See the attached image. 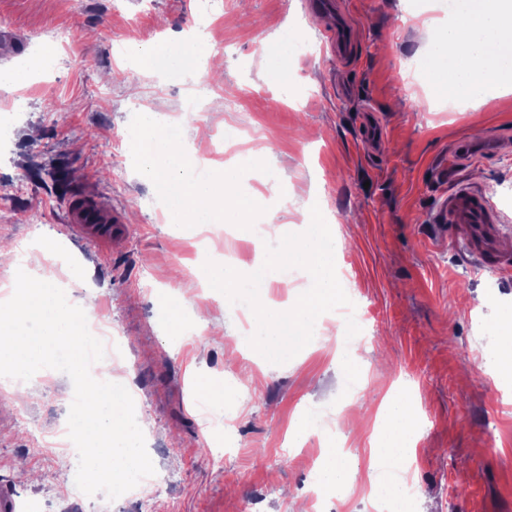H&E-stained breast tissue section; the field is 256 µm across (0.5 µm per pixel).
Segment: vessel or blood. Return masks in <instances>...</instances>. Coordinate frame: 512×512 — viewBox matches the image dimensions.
Instances as JSON below:
<instances>
[{"mask_svg":"<svg viewBox=\"0 0 512 512\" xmlns=\"http://www.w3.org/2000/svg\"><path fill=\"white\" fill-rule=\"evenodd\" d=\"M66 219L87 234L108 239L112 236L113 225L121 223L122 216L118 212L101 209L91 197L81 196L68 203ZM433 220L449 239L468 234L474 243L469 254L478 265L494 267L501 274L512 275V257L484 248L486 241L503 229L499 214L485 196L466 187L455 190L437 205Z\"/></svg>","mask_w":512,"mask_h":512,"instance_id":"b4317fda","label":"vessel or blood"}]
</instances>
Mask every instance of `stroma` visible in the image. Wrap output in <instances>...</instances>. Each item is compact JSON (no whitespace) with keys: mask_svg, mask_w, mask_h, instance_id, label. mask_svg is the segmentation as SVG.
I'll return each instance as SVG.
<instances>
[{"mask_svg":"<svg viewBox=\"0 0 512 512\" xmlns=\"http://www.w3.org/2000/svg\"><path fill=\"white\" fill-rule=\"evenodd\" d=\"M112 2L0 0V30L21 40L0 54V68L39 52L34 31L75 36L40 87L18 90L11 135L0 143V241L28 238L40 257L34 275L58 280L80 270L77 297L113 325L141 388V414L168 450L152 459L167 480L149 512H296L324 444L314 433L290 447L297 417L313 408L341 413L347 460L367 471L373 429L353 415L375 416L397 380L415 390L426 422L412 464L415 512H512V382L485 374L479 351L481 329L512 309V278L475 268L467 241H441L432 218L438 199L463 186L508 195L498 211L512 225V92L451 112L432 108L423 72L403 76L407 62L428 58V30L451 0H337L336 18L355 41L346 58L321 41L300 50L326 24L307 0H224L206 32L200 0H153L145 12L140 0H125L121 13ZM136 12L140 22L129 27ZM192 40L222 60L220 78L161 73L138 57L149 49L171 58ZM196 83L207 87L209 108L189 115L183 100ZM158 106L181 126L201 168L247 162L244 152L226 161L200 151L222 147L225 126L252 131L271 171L247 172L241 188L274 214L276 233L298 232L314 205L332 220L346 249L339 273L373 315L358 366L327 324L282 365L257 364L253 349L237 344L236 306L199 286L196 269L211 247L248 268L256 243L237 227L166 224L155 188L133 172L127 137L133 114ZM369 125L378 129L372 140ZM462 141L486 150L440 176L438 164ZM84 195L123 215L114 240L66 224L67 202ZM187 288L192 313L205 319L183 320L175 340L166 298ZM208 386L224 389L222 406L207 401ZM24 388L21 400L0 385V486L12 490L18 512L31 500L42 512H68L78 457L34 450L32 432L66 426L72 384L36 374ZM214 448L223 465L213 463ZM308 503L310 512L375 505L361 484L346 498Z\"/></svg>","mask_w":512,"mask_h":512,"instance_id":"35a3bbf8","label":"stroma"}]
</instances>
